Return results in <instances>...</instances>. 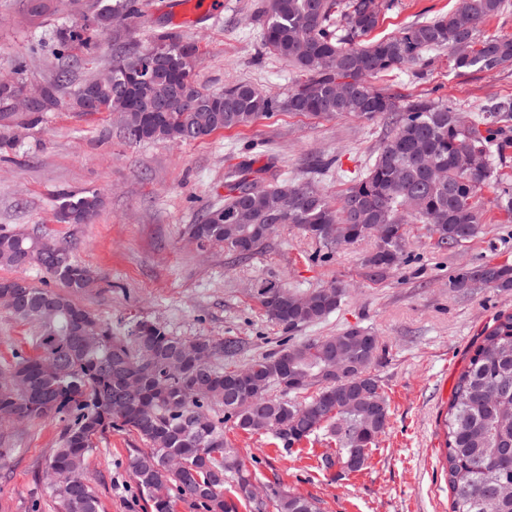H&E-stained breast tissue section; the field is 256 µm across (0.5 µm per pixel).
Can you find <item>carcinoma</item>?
<instances>
[{"label":"carcinoma","mask_w":512,"mask_h":512,"mask_svg":"<svg viewBox=\"0 0 512 512\" xmlns=\"http://www.w3.org/2000/svg\"><path fill=\"white\" fill-rule=\"evenodd\" d=\"M505 0H458L445 17L415 23L376 41V28L389 0H265L261 36L265 47L287 60L304 80L284 101L251 84L224 88V110L208 107L210 94L189 81L174 91L184 51L194 42L171 32L156 33L149 44L128 43L112 55V83L96 78L78 83L87 90L92 111L125 112L123 128L131 142L202 141L219 130L246 126L286 109L312 118L353 115L391 119L364 177L336 200L307 182L264 184L244 165L225 177L224 205L210 209L201 224L187 227L203 243H222L247 258L262 249L275 230L290 224L326 248L354 245L366 238L375 247L362 260L382 276L403 263L406 223L424 225L438 248H455L483 234L485 213L479 192L497 182L494 159L503 149L499 135L512 127V99H501L476 116L439 101L402 103L375 88L380 73L417 63L431 49H446L455 67L493 69L512 61V37H479V27L504 8ZM139 0H95L58 32L62 48L91 53L97 38L116 20L140 17ZM467 44L468 50L457 47ZM71 84L67 67L58 69L44 92L54 104L58 89ZM470 155L477 165L468 166ZM441 172V177L430 170ZM56 212L67 224H84L100 207L94 192H60ZM336 225V237L324 232ZM36 264L57 278L60 290L36 287L22 278L1 279L0 297L8 309L36 329V354L18 355L0 372V422L57 417L66 427L49 460L52 494L61 512H100L98 496L83 469L94 440L119 427L146 443L128 457L127 468L146 495L151 512H174L171 492L202 512H239L241 505L264 512L249 470L224 437V424L265 432L292 446L320 432L336 442V456L325 465H345L354 453L368 455L390 425V406L373 372L383 351L380 338L353 353V371L331 377L336 355L355 333L307 338L255 359L246 371L265 385L253 401L235 397L226 382L237 369L224 368V354L237 342L200 336H171L160 324L140 320L128 334L115 336L108 323L79 305L74 295L97 286L92 270L73 247L24 231L0 230V266ZM480 285L512 290L509 262L465 268L449 280L456 292ZM282 286L262 285L256 299L273 323L298 331L335 312L346 294L339 282L310 290L305 307L283 301ZM190 346L206 356L198 366L185 361ZM312 396L300 397L311 386ZM224 407V419L206 416ZM445 470L451 512H512V314L500 316L461 372L444 419ZM232 478L235 494L224 496ZM277 512H321L318 500L273 492Z\"/></svg>","instance_id":"1"}]
</instances>
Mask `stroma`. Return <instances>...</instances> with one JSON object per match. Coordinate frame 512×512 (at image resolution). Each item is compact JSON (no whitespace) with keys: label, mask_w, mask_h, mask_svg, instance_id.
<instances>
[{"label":"stroma","mask_w":512,"mask_h":512,"mask_svg":"<svg viewBox=\"0 0 512 512\" xmlns=\"http://www.w3.org/2000/svg\"><path fill=\"white\" fill-rule=\"evenodd\" d=\"M187 0H141L139 19L109 30L94 53L69 48L66 59L56 31L72 13L57 0L53 15L30 23L28 0H0V78L12 77L29 90L47 87L61 62L75 80L105 70L113 48L146 43L166 28L200 49L195 80L205 92L247 82L287 98L300 79L285 60L260 40L264 0H222L221 8L193 22L180 19ZM456 0H394L372 32L378 40L416 22L451 12ZM375 87L402 102L436 100L480 113L492 97L512 98V63L492 70L458 69L448 51L426 52L420 63L384 73ZM0 118V135L12 150L0 154V229L24 230L73 246L95 270L98 288L76 300L124 335L139 320L163 325L170 335L234 338L240 352L228 368L282 348L288 334L273 324L253 296L272 283L313 289L341 281L348 293L322 322L297 332V339L333 336L358 327L380 336L386 348L376 367L391 410L390 426L356 472L326 467L336 447L318 435L293 447L272 437L226 430L259 491L277 489L319 501L322 512H450L444 462V416L459 374L498 316L512 314V291L477 287L453 292L449 278L462 267L512 260V217L497 208V186L483 188L477 203L486 214L482 235L451 251L433 246L422 225H409L407 258L396 271L372 278L361 258L374 243L365 240L319 258L320 246L297 228L280 226L266 248L241 259L220 244L205 247L186 233L208 208L224 202V176L239 164L263 170L265 181L309 182L329 197L359 177L390 131L386 118L355 116L312 119L280 110L257 122L221 130L201 142L128 141L116 114L76 111L69 91L42 111ZM330 167H320V160ZM96 192L97 215L84 224L55 218L59 191ZM34 328L0 305V369L33 352ZM64 421L37 419L0 423V512H60L47 485L49 459ZM142 442L115 430L99 437L85 476L101 512H149L126 469Z\"/></svg>","instance_id":"stroma-1"}]
</instances>
